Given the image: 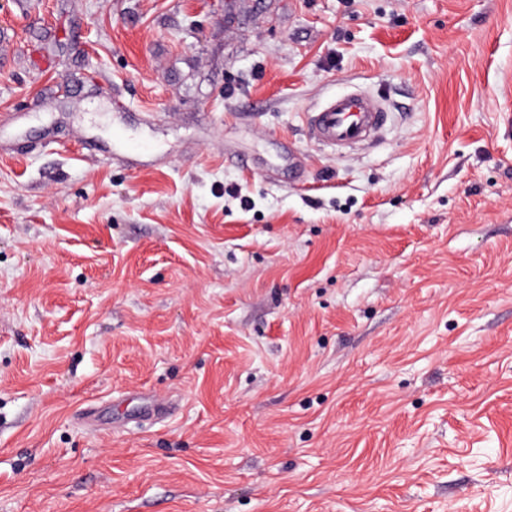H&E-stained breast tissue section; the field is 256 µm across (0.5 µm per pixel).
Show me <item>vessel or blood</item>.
Wrapping results in <instances>:
<instances>
[{
	"instance_id": "b4317fda",
	"label": "vessel or blood",
	"mask_w": 512,
	"mask_h": 512,
	"mask_svg": "<svg viewBox=\"0 0 512 512\" xmlns=\"http://www.w3.org/2000/svg\"><path fill=\"white\" fill-rule=\"evenodd\" d=\"M385 123L382 103L362 91L332 96L307 116L310 137L340 152L375 144Z\"/></svg>"
}]
</instances>
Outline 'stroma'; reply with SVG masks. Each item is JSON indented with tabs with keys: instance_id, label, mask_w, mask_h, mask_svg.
Returning <instances> with one entry per match:
<instances>
[{
	"instance_id": "35a3bbf8",
	"label": "stroma",
	"mask_w": 512,
	"mask_h": 512,
	"mask_svg": "<svg viewBox=\"0 0 512 512\" xmlns=\"http://www.w3.org/2000/svg\"><path fill=\"white\" fill-rule=\"evenodd\" d=\"M0 512H512V0H5ZM382 103L373 95L351 91L328 98L307 116L308 133L335 151L375 144L386 123Z\"/></svg>"
}]
</instances>
